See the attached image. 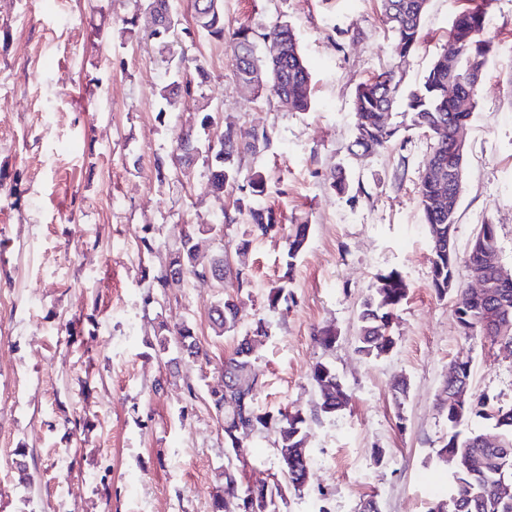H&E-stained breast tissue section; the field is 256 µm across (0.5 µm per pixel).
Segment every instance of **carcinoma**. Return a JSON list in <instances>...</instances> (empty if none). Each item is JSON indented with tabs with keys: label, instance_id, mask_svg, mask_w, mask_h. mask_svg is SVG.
I'll list each match as a JSON object with an SVG mask.
<instances>
[{
	"label": "carcinoma",
	"instance_id": "obj_1",
	"mask_svg": "<svg viewBox=\"0 0 512 512\" xmlns=\"http://www.w3.org/2000/svg\"><path fill=\"white\" fill-rule=\"evenodd\" d=\"M428 0H381V10L386 24L395 37V51L398 57L407 56L416 45L423 14ZM491 0L474 6L463 7L455 14L448 36V48L432 63L421 84L404 92L396 71L390 67L372 79L360 84L355 92V143L366 153L386 148L400 131L394 122L390 109L396 103L404 102L406 126L417 130H428L433 126L443 128L442 137L436 138L435 146L423 162L419 178V205L430 240L431 287L439 297L455 292L457 297V319L467 316L476 324L475 334L486 336L492 342L497 336L485 334L481 324L483 306L473 301L469 289L448 287V278L456 277L457 254H448L447 246L441 241L448 240V215L434 212L430 200L439 191V184L429 178L427 167L434 159L442 162L443 176H448V163L452 161L449 146L452 141V121L454 92L463 90L465 77L471 63L478 60L487 66L492 51V43L484 36L488 6ZM208 0H191L192 25L181 28L185 41L194 42L191 31H204L216 38H224V13L220 5L207 12ZM229 48L235 61L238 81L254 91L267 89L277 99L287 98L288 108L295 112H305L311 107V74L305 63L298 40L288 22H278L267 30L258 32L242 25L229 38ZM193 66L194 76L175 79L160 87L159 97L170 106L179 99L194 94L198 85L209 79V72L197 59L182 56ZM223 145L206 155L203 162L211 168L208 187L211 192L221 194L228 187H237L242 197L236 200L235 214H224L222 224H196L191 235H181L177 245L170 248L166 263L159 273L153 276L155 294L163 295L169 282V271L178 269L182 276L204 281L208 273L225 264L226 257L206 255L201 249L200 239L205 234L219 236L224 228L235 223L236 216L246 217L252 225V232L265 237L279 230L278 219L270 208L255 204L254 199L264 192V178L261 172L254 171L245 176L242 160L267 149L272 141L271 131L253 128L242 134L227 127L219 135ZM309 226L297 224L288 235V248L285 254L287 270H292L294 262L302 252L308 239ZM479 241L489 250L497 249V229L494 224H483L477 232ZM465 264L471 270L483 269L486 290L497 302V313L505 323L504 335L512 339V283L498 282L493 267L483 264L473 251H468ZM380 286L361 304L356 351L365 357H380L394 346L390 335V324L394 310L407 296V288L401 276L390 271L379 277ZM153 294V295H155ZM153 295L147 294L144 304L153 303ZM239 309L232 297L224 299L221 308H213L209 315L212 329L221 336L233 332L238 326ZM246 337H241L232 356L224 362V373H233L239 387H225L209 391V398L216 413L224 421V448H240L241 440L261 428L271 426L278 436V451L282 469L288 472V482L296 485L310 466L308 449L305 447L308 424L330 410L343 409L349 402L335 369L326 363H318L312 372V381L319 400L310 412L300 409L279 411L275 414L263 411L257 403L259 382L254 371V358L245 353L243 345ZM149 345L158 355L174 354L168 363L198 360L203 351L198 343L192 323L185 322L171 328L162 322ZM454 365L460 367L458 377L448 374L442 385V392H448L455 381H470V361L459 360ZM442 411L448 421V436L437 449V457L443 462L451 461L452 492L462 494L460 512H512L496 506L500 486L512 485V452L507 455V468L499 463L498 449H512V407H495L484 398L468 396L465 402L444 401ZM476 415L494 422L497 446L494 448L480 444L485 434L464 435L459 427L471 416ZM224 495L212 498L211 512H238L235 491L243 485V475L235 467L222 473ZM256 507L253 512H279L276 490L260 487L255 491Z\"/></svg>",
	"mask_w": 512,
	"mask_h": 512
}]
</instances>
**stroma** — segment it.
<instances>
[{"instance_id": "obj_1", "label": "stroma", "mask_w": 512, "mask_h": 512, "mask_svg": "<svg viewBox=\"0 0 512 512\" xmlns=\"http://www.w3.org/2000/svg\"><path fill=\"white\" fill-rule=\"evenodd\" d=\"M148 0H0V173L16 177L0 193V512H210L226 458L222 420L207 388L257 319L268 335L255 349L262 410H309L318 399L316 363L331 364L348 405L309 424L308 483L281 482L282 512H429L449 491L450 468L436 451L448 422L436 408L442 379L458 359L471 363L473 394L512 406V351L464 335L454 296L430 284L429 238L418 202L431 140L400 130L386 149L365 154L353 143L357 86L390 65L401 84L421 82L447 42L461 0H428L419 40L402 60L379 0H223L224 31L263 30L288 21L312 76L309 111L294 112L241 87L224 41L200 33L190 49L209 80L194 96L164 107L158 96L181 50L130 31ZM486 36L493 50L464 129L467 180L455 226L466 255L481 225L498 230L501 263L512 270V0H492ZM220 127H268L270 148L247 157L261 172V204L284 231L255 237L246 221L204 237L214 254L248 240V288L225 290L191 279L165 300L143 303L152 276L187 224H213L232 211L238 189L215 197L208 169L191 180L157 179L156 157L170 156L180 127L210 133L200 110ZM351 178L331 187L335 166ZM309 227L293 271L282 256L286 230ZM150 232L153 253L139 236ZM397 271L408 293L396 309L393 350H355L357 313L381 274ZM286 285L287 303L269 308L270 288ZM239 306L236 333L216 336L208 312L224 297ZM93 314V324L82 317ZM192 322L207 359L182 366L196 384L188 396L165 357L146 341L158 322ZM336 331L333 347L313 339ZM163 390H155L156 379ZM407 381L396 402L394 386ZM88 419L74 432L67 418ZM273 432L244 447L248 481L280 474ZM25 449L30 487L18 483L16 449ZM384 460H377V452Z\"/></svg>"}]
</instances>
